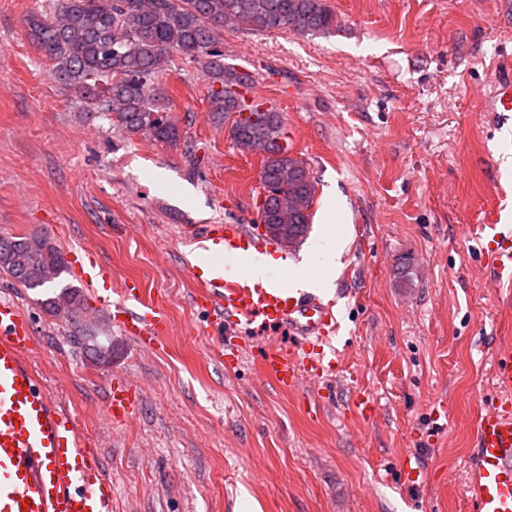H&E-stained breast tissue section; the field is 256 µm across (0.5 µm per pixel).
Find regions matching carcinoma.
Masks as SVG:
<instances>
[{
    "label": "carcinoma",
    "mask_w": 512,
    "mask_h": 512,
    "mask_svg": "<svg viewBox=\"0 0 512 512\" xmlns=\"http://www.w3.org/2000/svg\"><path fill=\"white\" fill-rule=\"evenodd\" d=\"M240 22L257 32L315 35L334 26L335 17L323 0H50L49 9L26 19L28 35L53 63L55 78L78 93L83 110L110 116L129 135L178 143L163 78L173 51L203 61L211 111L231 120L235 145L250 152L287 132L278 109L246 103L252 78L224 65L215 47L213 33ZM259 180L269 191L265 223L285 224L288 236L305 240L316 191L307 161L292 151L265 157ZM290 194L301 199L295 211L288 210ZM0 271L37 290L68 273V261L45 237L1 234Z\"/></svg>",
    "instance_id": "1"
}]
</instances>
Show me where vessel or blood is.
I'll list each match as a JSON object with an SVG mask.
<instances>
[{
  "instance_id": "1",
  "label": "vessel or blood",
  "mask_w": 512,
  "mask_h": 512,
  "mask_svg": "<svg viewBox=\"0 0 512 512\" xmlns=\"http://www.w3.org/2000/svg\"><path fill=\"white\" fill-rule=\"evenodd\" d=\"M203 261L189 271L208 308L213 335L262 320L302 338L285 351L265 350L260 370L285 389L323 382L328 332L336 318L330 303L306 292L291 293L292 272L263 284L247 278L248 260L275 254L273 243L243 224H209L196 236ZM73 264L98 303L127 335L153 346L171 328L161 303L146 301L137 284L112 297V279L90 252ZM34 338L29 321L12 300L0 299V512H112V487L86 456L73 420L44 391L25 357ZM471 469L476 512H512V411L481 414L475 425Z\"/></svg>"
}]
</instances>
